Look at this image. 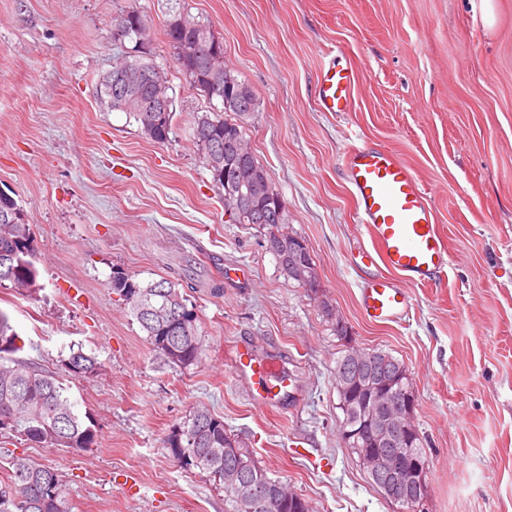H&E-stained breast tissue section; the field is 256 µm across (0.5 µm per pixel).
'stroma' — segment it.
Listing matches in <instances>:
<instances>
[{
	"label": "stroma",
	"mask_w": 512,
	"mask_h": 512,
	"mask_svg": "<svg viewBox=\"0 0 512 512\" xmlns=\"http://www.w3.org/2000/svg\"><path fill=\"white\" fill-rule=\"evenodd\" d=\"M492 4L488 25L472 0H0V189L27 215L40 284L24 296L0 282V310L43 370L59 371L78 346L102 364L67 391L95 419L97 447L74 454L5 433L0 449L57 468L68 512H224L218 482L163 446L204 405L314 512H394L337 431L325 299L359 346L410 373L430 464L426 512H512V0ZM132 6L173 88L163 144L96 94L132 48L112 39L113 18ZM178 9L212 26L260 100L251 148L286 202L288 233L310 248L318 292L280 272L256 226L224 213L192 142L207 100L165 35ZM333 52L355 71L345 112L317 101ZM365 143L414 170L448 245L436 281L404 283L408 315L396 323L369 321L358 301L355 256L370 239L342 164ZM117 266L142 282L189 272L203 345L194 366L152 350L108 286ZM215 280L223 292H211ZM240 344L292 374L280 406L259 407L235 376Z\"/></svg>",
	"instance_id": "35a3bbf8"
}]
</instances>
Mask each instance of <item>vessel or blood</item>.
I'll return each instance as SVG.
<instances>
[{
  "label": "vessel or blood",
  "instance_id": "b4317fda",
  "mask_svg": "<svg viewBox=\"0 0 512 512\" xmlns=\"http://www.w3.org/2000/svg\"><path fill=\"white\" fill-rule=\"evenodd\" d=\"M318 83L321 111H348L354 73L341 56L330 57ZM344 172L356 199L358 221L371 239L360 257L384 269L361 289L362 310L376 323L397 321L406 312L397 278L432 281L448 264V246L424 188L398 154L378 146L356 147L346 156ZM232 366L247 381L258 405H274L293 387L278 361L260 358L248 346L235 348Z\"/></svg>",
  "mask_w": 512,
  "mask_h": 512
}]
</instances>
